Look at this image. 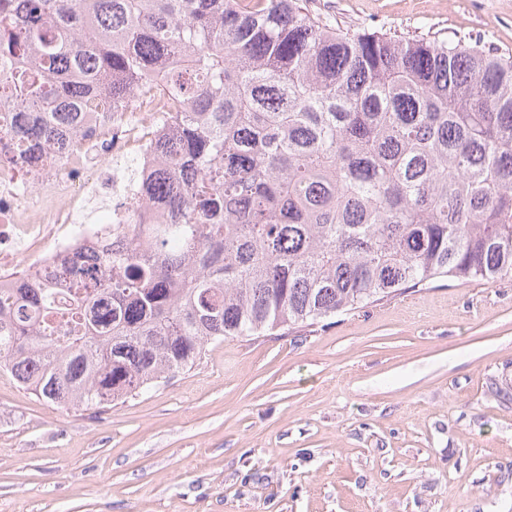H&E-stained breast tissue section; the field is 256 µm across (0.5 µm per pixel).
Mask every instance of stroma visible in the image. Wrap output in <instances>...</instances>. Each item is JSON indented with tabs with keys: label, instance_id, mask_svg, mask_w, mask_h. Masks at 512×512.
<instances>
[{
	"label": "stroma",
	"instance_id": "obj_1",
	"mask_svg": "<svg viewBox=\"0 0 512 512\" xmlns=\"http://www.w3.org/2000/svg\"><path fill=\"white\" fill-rule=\"evenodd\" d=\"M512 56V0H306ZM0 512H512V280L441 282L62 410L0 369Z\"/></svg>",
	"mask_w": 512,
	"mask_h": 512
}]
</instances>
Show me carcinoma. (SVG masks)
<instances>
[{
    "label": "carcinoma",
    "mask_w": 512,
    "mask_h": 512,
    "mask_svg": "<svg viewBox=\"0 0 512 512\" xmlns=\"http://www.w3.org/2000/svg\"><path fill=\"white\" fill-rule=\"evenodd\" d=\"M152 75L182 105L149 186L172 223L0 296V368L41 399L102 408L227 337L512 279L511 56L303 0H0L4 132L31 151Z\"/></svg>",
    "instance_id": "cac0c4a2"
}]
</instances>
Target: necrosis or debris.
Wrapping results in <instances>:
<instances>
[{
    "label": "necrosis or debris",
    "mask_w": 512,
    "mask_h": 512,
    "mask_svg": "<svg viewBox=\"0 0 512 512\" xmlns=\"http://www.w3.org/2000/svg\"><path fill=\"white\" fill-rule=\"evenodd\" d=\"M161 85L147 78L124 104L99 102L84 115L85 136L65 137L39 156L0 140V288L10 287L23 256H33L27 271L38 277L91 250L103 232L81 219L92 199L112 196L114 224L129 223L142 206L153 220H171L167 200L147 190L170 127Z\"/></svg>",
    "instance_id": "obj_1"
}]
</instances>
